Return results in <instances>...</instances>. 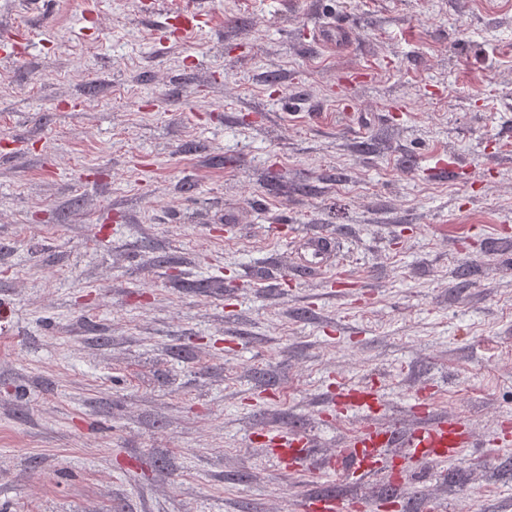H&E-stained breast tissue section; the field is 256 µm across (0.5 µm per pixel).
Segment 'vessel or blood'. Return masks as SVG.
<instances>
[{
    "mask_svg": "<svg viewBox=\"0 0 512 512\" xmlns=\"http://www.w3.org/2000/svg\"><path fill=\"white\" fill-rule=\"evenodd\" d=\"M414 413L417 425L403 429L397 426L380 427L370 425L356 430L345 439L349 458L355 470V485H366L377 480L380 469L377 451L385 443L402 439L417 461L438 462L458 456L467 438L447 419L436 416L433 407L424 403L416 404ZM308 442L304 435L295 433L275 444L274 455L277 463L296 469L306 453ZM353 498H342L333 494H316L305 504V512H351Z\"/></svg>",
    "mask_w": 512,
    "mask_h": 512,
    "instance_id": "1",
    "label": "vessel or blood"
}]
</instances>
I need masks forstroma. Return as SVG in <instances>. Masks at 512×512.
<instances>
[{
  "label": "stroma",
  "instance_id": "obj_1",
  "mask_svg": "<svg viewBox=\"0 0 512 512\" xmlns=\"http://www.w3.org/2000/svg\"><path fill=\"white\" fill-rule=\"evenodd\" d=\"M425 395L464 453L353 486ZM331 492L512 512V0H0V512ZM307 439L300 433H293L290 437L281 439L275 443L273 452L282 472L288 473L289 469H296L306 453ZM285 463L286 466H283Z\"/></svg>",
  "mask_w": 512,
  "mask_h": 512
}]
</instances>
